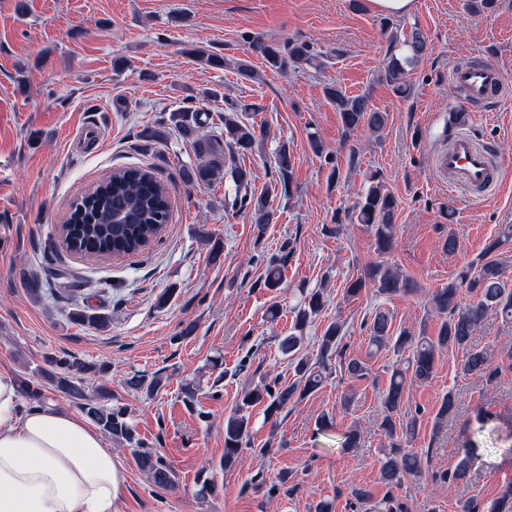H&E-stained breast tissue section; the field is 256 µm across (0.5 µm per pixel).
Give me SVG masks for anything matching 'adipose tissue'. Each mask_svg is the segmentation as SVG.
<instances>
[{"label":"adipose tissue","mask_w":512,"mask_h":512,"mask_svg":"<svg viewBox=\"0 0 512 512\" xmlns=\"http://www.w3.org/2000/svg\"><path fill=\"white\" fill-rule=\"evenodd\" d=\"M119 459L85 417L57 407L21 411L0 370V512H115Z\"/></svg>","instance_id":"ef3b65f1"}]
</instances>
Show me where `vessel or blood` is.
Listing matches in <instances>:
<instances>
[{
  "mask_svg": "<svg viewBox=\"0 0 512 512\" xmlns=\"http://www.w3.org/2000/svg\"><path fill=\"white\" fill-rule=\"evenodd\" d=\"M448 82L459 92L463 111L474 103L488 102L502 96L506 79L492 64L482 61L463 63L448 74ZM436 164L451 190L476 193L498 183L500 167L493 162L491 151L468 131L455 134L447 150L436 157Z\"/></svg>",
  "mask_w": 512,
  "mask_h": 512,
  "instance_id": "b4317fda",
  "label": "vessel or blood"
}]
</instances>
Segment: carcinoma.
<instances>
[{
    "label": "carcinoma",
    "instance_id": "1",
    "mask_svg": "<svg viewBox=\"0 0 512 512\" xmlns=\"http://www.w3.org/2000/svg\"><path fill=\"white\" fill-rule=\"evenodd\" d=\"M391 42L393 51L386 60L380 80L396 93L407 96L410 93V71L428 50V40L422 30L414 26L401 36L392 35ZM249 44L270 66L281 70L287 68L290 61L312 64L320 57L306 41L290 40L281 46L261 37H253ZM324 94L339 113L343 127L348 132L366 127L378 133L387 123V113L372 108L369 97L364 94L350 95L335 85L325 87ZM239 111L241 108L237 105L227 104L222 143L204 132L197 112H174L170 121L183 139L190 143L196 156L195 165L183 171L185 181L202 187L224 178L230 179L235 187L231 207L250 210L261 227L273 220L270 198L278 193L289 194L295 160L288 146L281 145L274 158L277 174L273 179L274 185L259 194L255 193L252 189V171L238 164L236 156L253 152L259 134L254 125L233 116ZM115 199L136 210L140 222L98 223V213ZM396 207L395 197L379 183L369 187L354 205V218L358 223L370 227L374 233L376 251L381 255L389 253L394 245ZM169 219L168 188L151 168L126 166L111 172L97 182L91 192L73 202L60 230L66 249L73 254L86 255L93 250H103L107 256H126L142 251L148 242L157 237L159 225ZM281 281L282 265L272 258L266 265L264 286L277 288ZM511 281L512 276L507 274L506 266L492 259L473 271L462 272L456 280L448 282L447 287L438 289L432 294L431 305L442 321L437 336L433 338L417 336L406 330L395 336L389 316L383 311L375 313L369 325L368 345L377 351H391L403 364V368L393 369L383 398L384 416L380 427L389 442V452L381 460V480L388 487L381 500L385 512H393L392 489L401 486L406 476H417L424 466L430 465L429 456L409 449V444L417 435L420 411L407 408L404 395L408 384L431 381L435 376L436 354L443 349L463 351V370L485 378L489 384L493 383L499 374V368L493 363L494 354L477 347L474 336L491 310L512 318V288L508 286ZM367 287L376 289L385 297L410 295L415 291V285L409 278L383 263L372 265L364 274L350 281L346 298L361 294ZM466 293L474 295L468 303L463 302ZM323 308L324 294L321 290L306 294V300L296 311L297 332L280 341L281 352L293 356L296 362L299 381L280 386L275 380L254 387L244 393L236 411L224 421L223 466L235 463L250 444L249 408L263 402L266 404V416L272 417L295 397L301 398L315 391L322 383L323 370L328 361L334 357L345 359L346 344L343 343L341 326L337 323L329 324L320 336L315 361L300 355L304 337L299 332ZM55 365L67 370V374L57 381L61 392L75 400L86 416L113 439L137 445L134 449L136 462L155 486H173L175 472L171 464L158 451L140 447L125 413L102 403L105 399L103 394L93 398L85 394L86 377L100 372V369L91 364L66 360H58ZM126 384L151 396L162 387V379L133 375L126 380ZM456 410L457 398L450 391L442 397L435 419L438 422L446 420ZM469 472V459L465 455L458 459L454 467L437 470L434 476L452 486L465 481ZM457 512H512V484L505 486L500 496L489 503L478 498L458 501Z\"/></svg>",
    "mask_w": 512,
    "mask_h": 512
}]
</instances>
